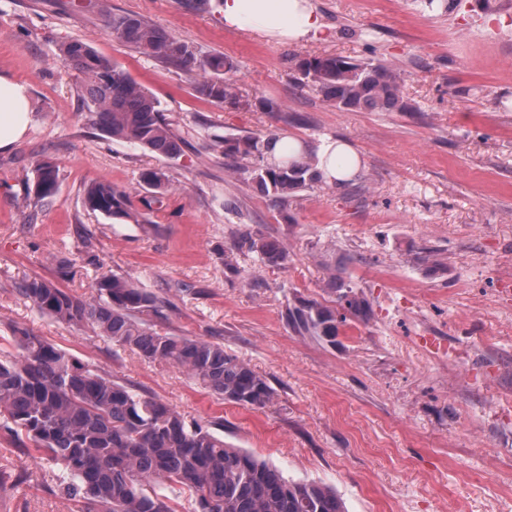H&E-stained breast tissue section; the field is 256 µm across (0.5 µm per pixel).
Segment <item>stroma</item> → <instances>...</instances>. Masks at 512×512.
<instances>
[{
  "label": "stroma",
  "instance_id": "stroma-1",
  "mask_svg": "<svg viewBox=\"0 0 512 512\" xmlns=\"http://www.w3.org/2000/svg\"><path fill=\"white\" fill-rule=\"evenodd\" d=\"M326 41L274 44L228 30L207 0H0V72L30 87L33 122L0 152V342L25 329L134 392L153 397L277 467L334 486L347 512H512V0H313ZM132 15L222 55L243 105L216 104L188 75L140 54L108 14ZM81 40L161 103L183 138L170 159L104 136L85 78L62 45ZM384 61L406 112L341 111L297 80V60ZM276 111L266 110V103ZM340 138L358 176L279 206L224 166L213 140ZM48 160L59 189L32 195ZM166 173L152 207L140 175ZM104 179L129 214L84 202ZM235 203L224 208L225 200ZM278 240L268 266L243 234ZM116 274L166 302L158 330L223 344L272 389L265 407L221 402L176 365L59 322L22 296L43 279L80 299ZM351 281L367 316L335 342L298 335V301L331 305ZM55 466L0 420V512H83Z\"/></svg>",
  "mask_w": 512,
  "mask_h": 512
}]
</instances>
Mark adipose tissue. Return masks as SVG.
<instances>
[{
    "label": "adipose tissue",
    "mask_w": 512,
    "mask_h": 512,
    "mask_svg": "<svg viewBox=\"0 0 512 512\" xmlns=\"http://www.w3.org/2000/svg\"><path fill=\"white\" fill-rule=\"evenodd\" d=\"M210 6L222 16L225 28L252 30L273 42L304 43L328 36L312 0H211ZM32 120L28 84L0 73V151L9 150L20 141ZM305 151L312 152L315 167L328 184L343 180L342 162L356 159L353 148L342 140L328 139L310 150L300 140L280 134L267 157L278 161Z\"/></svg>",
    "instance_id": "obj_1"
}]
</instances>
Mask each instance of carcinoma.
Wrapping results in <instances>:
<instances>
[{"instance_id": "cac0c4a2", "label": "carcinoma", "mask_w": 512, "mask_h": 512, "mask_svg": "<svg viewBox=\"0 0 512 512\" xmlns=\"http://www.w3.org/2000/svg\"><path fill=\"white\" fill-rule=\"evenodd\" d=\"M119 39L140 53L186 73L210 72L198 91L217 103L240 104L229 77L234 63L220 55L201 60L184 40L130 15L107 14ZM62 60L86 78L95 105L92 124L107 136L166 157L181 152V137L162 115L161 103L116 63L73 40L60 48ZM301 85L344 111L407 112L400 76L382 62H349L324 55L300 60ZM227 169L241 172L265 195L284 204L298 192L322 183L307 156L270 162L259 136L224 137L212 146ZM57 166L37 164L34 196L39 201L58 189ZM87 206L107 216L127 214L128 199L104 179L86 189ZM264 264L288 260L278 241H249ZM336 296L330 309L299 302L287 319L301 334L336 341L338 324L365 311L351 283L329 280ZM106 300L76 298L53 283L27 279L18 291L58 321L87 324L96 335L149 360L172 363L218 400L262 408L272 391L265 378L224 346L193 336L162 333L143 316H161L156 296L118 275L94 284ZM12 350L0 348V415L16 434L35 445L41 457L59 467L55 484L84 503L85 512H177L164 494L179 488L195 501L194 512H345L336 488L315 481L295 482L274 466L199 423H187L168 405L139 395L83 364L27 330L11 337Z\"/></svg>"}]
</instances>
